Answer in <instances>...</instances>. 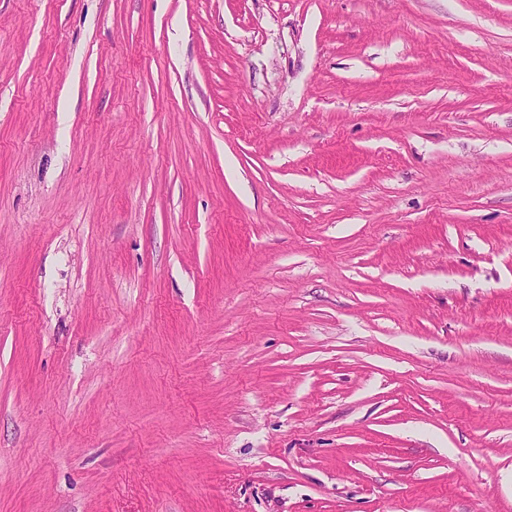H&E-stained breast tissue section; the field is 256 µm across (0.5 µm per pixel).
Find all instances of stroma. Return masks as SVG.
<instances>
[{
	"label": "stroma",
	"instance_id": "obj_1",
	"mask_svg": "<svg viewBox=\"0 0 512 512\" xmlns=\"http://www.w3.org/2000/svg\"><path fill=\"white\" fill-rule=\"evenodd\" d=\"M0 512H512V0H0Z\"/></svg>",
	"mask_w": 512,
	"mask_h": 512
}]
</instances>
